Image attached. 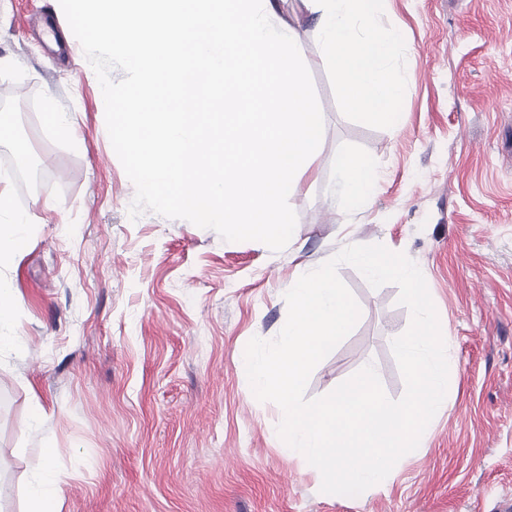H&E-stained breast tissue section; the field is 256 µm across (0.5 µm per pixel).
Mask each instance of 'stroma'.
I'll return each mask as SVG.
<instances>
[{"mask_svg":"<svg viewBox=\"0 0 512 512\" xmlns=\"http://www.w3.org/2000/svg\"><path fill=\"white\" fill-rule=\"evenodd\" d=\"M58 0H0V191L25 240L0 281L18 341L0 350V512H26L44 469L61 512H498L512 503V0H384L405 40L407 88L389 129L340 112L318 34L301 36L324 121L319 162L289 199L293 243L272 251L146 211L108 136L80 43L49 57L34 25ZM67 113L75 135L42 122ZM350 151L378 172L373 203L341 206ZM421 269L454 367L449 397L379 485L322 493L321 474L278 436L244 350L275 338L298 270L352 244ZM338 274L353 331L313 370L323 396L365 365L386 395L405 384L392 341L410 324L399 289Z\"/></svg>","mask_w":512,"mask_h":512,"instance_id":"35a3bbf8","label":"stroma"}]
</instances>
